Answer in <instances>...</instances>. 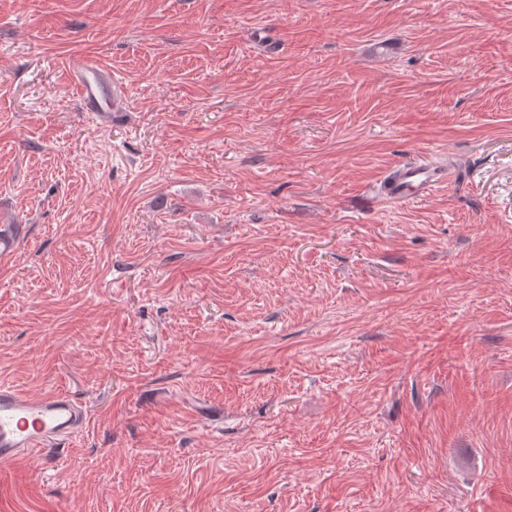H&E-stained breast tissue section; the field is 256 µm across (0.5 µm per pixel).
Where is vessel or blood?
<instances>
[{"instance_id": "vessel-or-blood-1", "label": "vessel or blood", "mask_w": 512, "mask_h": 512, "mask_svg": "<svg viewBox=\"0 0 512 512\" xmlns=\"http://www.w3.org/2000/svg\"><path fill=\"white\" fill-rule=\"evenodd\" d=\"M67 72L69 84L85 111H124L122 91L99 63L76 57L68 62ZM449 176L448 170L414 160L398 168L395 179L384 184L382 193L393 201H411L425 196ZM85 423V410L68 394L33 397L1 383L0 466H23L29 456L44 450L49 443L81 432Z\"/></svg>"}]
</instances>
